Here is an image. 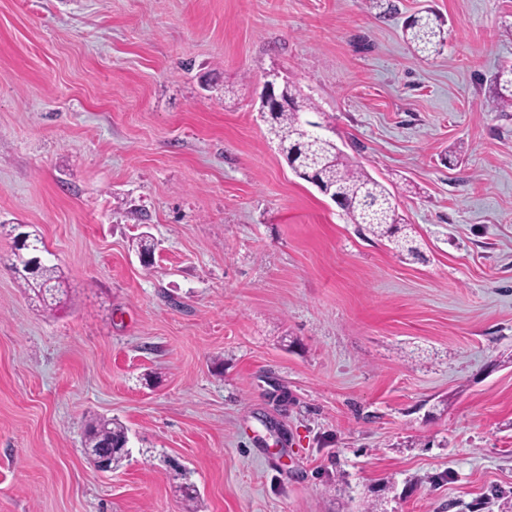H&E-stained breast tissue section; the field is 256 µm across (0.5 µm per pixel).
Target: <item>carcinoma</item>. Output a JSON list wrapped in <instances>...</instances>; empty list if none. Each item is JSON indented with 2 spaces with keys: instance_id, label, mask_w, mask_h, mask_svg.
Instances as JSON below:
<instances>
[{
  "instance_id": "cac0c4a2",
  "label": "carcinoma",
  "mask_w": 512,
  "mask_h": 512,
  "mask_svg": "<svg viewBox=\"0 0 512 512\" xmlns=\"http://www.w3.org/2000/svg\"><path fill=\"white\" fill-rule=\"evenodd\" d=\"M403 37L416 53L438 54L447 40L442 25L428 14L410 17L404 26ZM490 86L491 110L512 109V66L497 71L490 80ZM281 93L288 99L290 107L275 113L267 128L286 145L294 142L310 143L304 163L305 171L315 173L311 181L324 190L339 186L343 198L342 209L351 223L387 239L395 245L399 254L419 258L417 249L405 245L406 235L401 233L404 219L398 213L394 195L363 169L344 161L341 151L331 139L326 136L315 139L310 135L307 123L301 120L300 112L304 108L317 110L312 99L302 97L290 85L284 86ZM19 250L18 245H13L10 266L14 273L24 287L33 291L39 303L46 307L53 305L62 285L57 265L45 260L39 272L30 276L24 271ZM127 443L128 429L112 419L96 418L86 426L85 445L95 449L106 447L113 469L120 467L126 459Z\"/></svg>"
}]
</instances>
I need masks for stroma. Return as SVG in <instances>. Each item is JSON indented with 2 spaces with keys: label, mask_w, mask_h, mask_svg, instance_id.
<instances>
[{
  "label": "stroma",
  "mask_w": 512,
  "mask_h": 512,
  "mask_svg": "<svg viewBox=\"0 0 512 512\" xmlns=\"http://www.w3.org/2000/svg\"><path fill=\"white\" fill-rule=\"evenodd\" d=\"M392 2L0 0V512H184L171 458L200 512H512V110L486 106L512 0ZM273 78L421 259L289 168ZM12 224L66 278L54 309ZM96 416L129 431L108 474ZM425 12L426 15H414L407 20L403 27V37L416 53L439 54L446 44V33L442 23L437 22L438 17L435 15L433 19L430 16L432 11ZM10 232V235L13 236L12 257L10 258L11 268L17 275L18 279L23 283L24 287L33 291L34 296L38 299L39 303L43 304L45 307L52 306L56 302L57 295L62 289V281L57 264H52L45 257L39 272L36 275L28 276L24 271L23 262L17 252L20 250V247H18L16 238L13 234L15 233L13 225ZM45 283H48L47 288H50L51 291H43V284ZM85 445L88 448L102 449L109 452L111 469L120 467L127 457L125 446L128 443V429L113 419H92L86 426ZM106 448H100V446ZM89 462L100 473H111L107 462L94 453L93 450L84 448Z\"/></svg>",
  "instance_id": "obj_1"
}]
</instances>
